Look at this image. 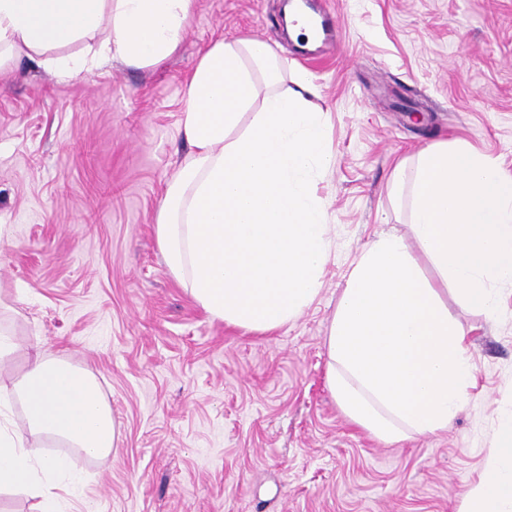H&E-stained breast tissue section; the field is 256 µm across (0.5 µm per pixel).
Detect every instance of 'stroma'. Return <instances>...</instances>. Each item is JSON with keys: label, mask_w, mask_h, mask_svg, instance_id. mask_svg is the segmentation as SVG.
Returning a JSON list of instances; mask_svg holds the SVG:
<instances>
[{"label": "stroma", "mask_w": 512, "mask_h": 512, "mask_svg": "<svg viewBox=\"0 0 512 512\" xmlns=\"http://www.w3.org/2000/svg\"><path fill=\"white\" fill-rule=\"evenodd\" d=\"M337 30L313 60L283 0H193L168 59L112 61L61 80L22 58L0 71V327L92 374L115 454L45 437L83 478L65 512H460L512 415V287L496 317L445 293L474 367L447 431L394 443L350 423L327 383L332 318L363 249L413 233L391 192L405 158L467 143L512 176V0H325ZM275 49L305 78L331 160L315 177L331 251L316 300L260 334L210 316L156 234L192 151L187 82L213 43ZM423 112V128L411 115Z\"/></svg>", "instance_id": "1"}]
</instances>
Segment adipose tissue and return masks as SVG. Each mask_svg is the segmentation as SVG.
<instances>
[{"label": "adipose tissue", "mask_w": 512, "mask_h": 512, "mask_svg": "<svg viewBox=\"0 0 512 512\" xmlns=\"http://www.w3.org/2000/svg\"><path fill=\"white\" fill-rule=\"evenodd\" d=\"M192 0H0V66L42 59L60 79L112 59L145 67L183 40ZM97 37L93 53L59 47ZM182 127L193 148L174 204L157 215L172 274L212 317L260 333L278 330L319 293L329 259L313 174L330 163L326 128L305 95L282 86L267 42H219L187 84ZM21 404L31 434L91 457L115 452V420L87 371L34 353L0 406ZM82 482L64 456L42 457L0 427V492L35 493L61 512L59 493ZM461 512H512V417L494 440Z\"/></svg>", "instance_id": "ef3b65f1"}]
</instances>
